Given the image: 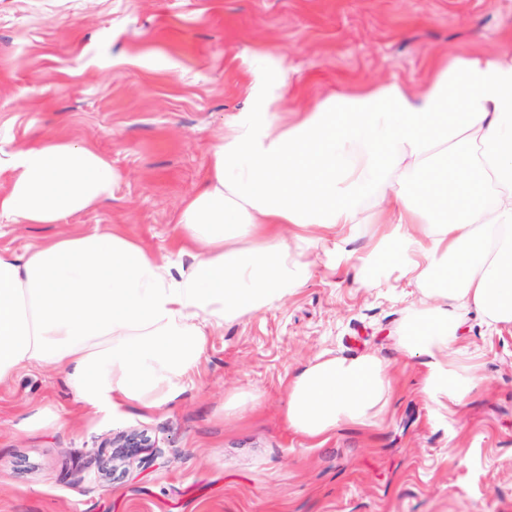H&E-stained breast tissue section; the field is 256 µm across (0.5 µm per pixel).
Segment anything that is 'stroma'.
I'll return each mask as SVG.
<instances>
[{"mask_svg": "<svg viewBox=\"0 0 512 512\" xmlns=\"http://www.w3.org/2000/svg\"><path fill=\"white\" fill-rule=\"evenodd\" d=\"M504 50L512 0H0V153L66 137L119 173L111 201L63 226L13 225L0 249L115 225L153 256L175 252V212L225 120L253 111L264 55L288 70L292 115ZM376 242L339 229L313 243L311 277L211 332L186 393L161 412L86 415L62 369L21 371L0 387V512H512V327L469 312L461 356L479 383L459 402L431 397L425 366L399 347L417 289L396 269L375 288L359 281ZM345 248L353 258L336 261ZM325 350L381 356L395 390L374 422L313 442L289 430L284 387ZM38 407L57 422L22 428ZM132 432L150 447L113 459V439Z\"/></svg>", "mask_w": 512, "mask_h": 512, "instance_id": "obj_1", "label": "stroma"}]
</instances>
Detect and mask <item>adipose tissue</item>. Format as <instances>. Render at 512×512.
Segmentation results:
<instances>
[{
	"label": "adipose tissue",
	"mask_w": 512,
	"mask_h": 512,
	"mask_svg": "<svg viewBox=\"0 0 512 512\" xmlns=\"http://www.w3.org/2000/svg\"><path fill=\"white\" fill-rule=\"evenodd\" d=\"M260 99L212 146L175 218L178 252L155 258L117 228L0 251V385L59 366L86 412L164 409L211 331L282 301L310 277L302 254L320 233L366 219L379 236L361 271L399 268L421 293L399 345L421 358L426 392L469 394L465 314L512 327V52L454 57L415 91L393 80L333 94L290 123L279 85ZM0 177V221L21 224L93 209L118 179L94 146L58 137L0 158ZM391 391L378 355L325 352L289 374L285 419L318 440L377 418Z\"/></svg>",
	"instance_id": "obj_1"
}]
</instances>
